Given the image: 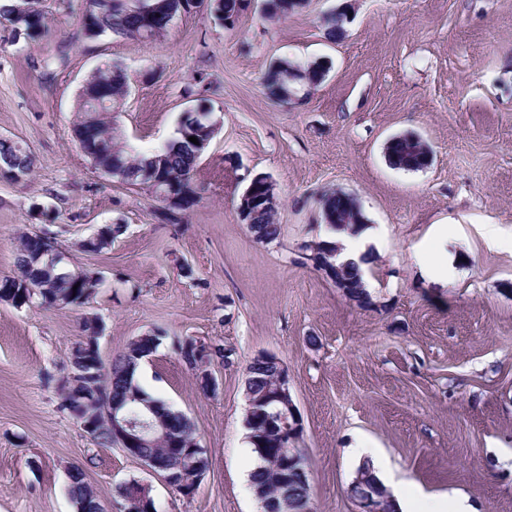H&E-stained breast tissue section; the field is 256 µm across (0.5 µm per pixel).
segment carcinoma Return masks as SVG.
<instances>
[{
  "label": "carcinoma",
  "mask_w": 512,
  "mask_h": 512,
  "mask_svg": "<svg viewBox=\"0 0 512 512\" xmlns=\"http://www.w3.org/2000/svg\"><path fill=\"white\" fill-rule=\"evenodd\" d=\"M101 0H86L82 15V29L85 37L91 31L102 28L103 32L131 39H143L161 35L172 19L180 12L186 13L199 8L204 0H112V8L100 9ZM222 9L216 10V18L224 21L227 28H235L241 11L239 0H221ZM19 0H9L0 4V19L12 26L14 36L36 42L47 35V12L45 7L20 14ZM304 0H262L264 16L269 20H280L289 13L303 7ZM344 22L340 14L329 15L324 25V35L329 40L343 33ZM328 71L324 61H314L306 65L279 59L272 63L263 75L262 86L266 98L272 102L288 103V94L294 90L310 88L321 83ZM95 105L92 108L81 106L84 116L76 124L78 128L90 131L94 140L104 141L111 130V123L104 114L115 109L128 94L127 77L119 66H105L93 76ZM430 148L420 138L393 136L386 144V158L397 169L418 171L426 167ZM103 163H112V170L121 183L129 186H146L154 193L166 192L174 200H163L162 215L170 224L181 222V212L194 204L196 191L193 187L199 157L188 148L176 143L168 145L161 153L133 154L123 148L119 154L102 158ZM35 160L28 151L0 142V174L15 179L20 173L30 176ZM320 209L325 211L333 230L354 229L364 223V215L357 199L349 195L323 193L319 200ZM249 231L260 242H272L281 234L279 211L259 205L245 217ZM121 227L109 228L95 240L82 244L84 250L99 252L112 245L120 235ZM39 239L26 235L17 247V274L0 281V298L35 296L46 308L55 307L59 295L71 297L70 305L80 307L91 298L99 285L94 273L84 270L80 276L70 275V271L55 265H47V259L39 258ZM334 283L345 296L360 308L374 305L367 292L362 270L353 262L344 264L334 273ZM140 344L131 340L112 357L110 365H101L102 376L112 397L138 401V406L148 403L153 406V421L161 420L175 433L182 448L194 443V430L189 420H181L162 400L151 396L138 382V372L142 360L138 358ZM287 369L275 356L267 359L255 357L246 366L245 398L255 402L249 414L245 415L247 439L257 457L256 469L251 473V486L257 498L265 502L263 512H297L302 505L310 504L311 485L308 473L292 471L288 466L267 462L261 453L263 448H280L286 442L285 422L281 420L279 406L260 401L270 398L277 390L279 381ZM287 499H282V494ZM69 496L73 506L81 512H100L99 497L86 481L82 471L75 469L70 475Z\"/></svg>",
  "instance_id": "cac0c4a2"
}]
</instances>
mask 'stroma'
Segmentation results:
<instances>
[{
  "label": "stroma",
  "mask_w": 512,
  "mask_h": 512,
  "mask_svg": "<svg viewBox=\"0 0 512 512\" xmlns=\"http://www.w3.org/2000/svg\"><path fill=\"white\" fill-rule=\"evenodd\" d=\"M343 3L351 19L326 40L322 19ZM82 4L45 0L49 33L32 44L0 22V135L36 158L30 178L0 177V279L16 272L17 236L46 229L68 267L103 278L81 307L0 303V512H74L77 467L108 510L135 479L156 512H261L244 483L245 369L261 353L288 368L311 512H355L348 449L358 437L395 479L466 495L477 512H512V0H306L275 22L248 12L231 30L194 10L145 41L85 38ZM283 58L331 68L299 103L274 104L262 77ZM106 63L130 86L114 115L128 148L159 150L204 99L220 122L181 223L162 222L147 187L101 174L74 139L80 89ZM407 132L430 146L427 168L388 164L386 141ZM256 174L281 202L270 243L238 211ZM333 189L355 196L381 233L369 248V308L307 258L327 231L318 199ZM107 224L122 235L85 252ZM439 224L451 227L442 283L418 259ZM88 315L104 324L107 363L132 338L166 332L138 381L191 420L207 453L190 497L99 447L61 410L57 383ZM175 337L235 349L218 396L197 391Z\"/></svg>",
  "instance_id": "stroma-1"
}]
</instances>
